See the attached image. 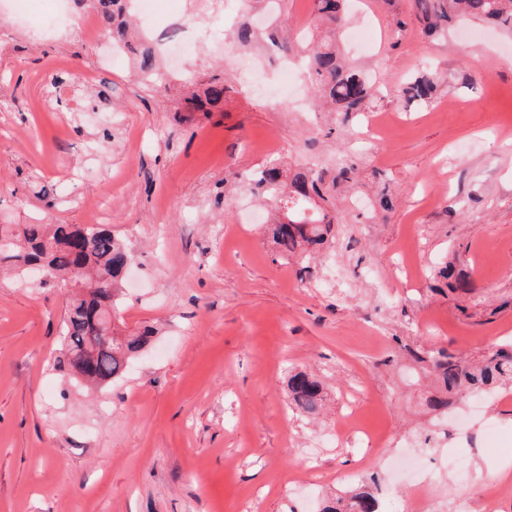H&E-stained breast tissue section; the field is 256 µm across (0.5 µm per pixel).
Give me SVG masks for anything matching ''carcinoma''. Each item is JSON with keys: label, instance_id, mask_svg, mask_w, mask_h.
Wrapping results in <instances>:
<instances>
[{"label": "carcinoma", "instance_id": "1", "mask_svg": "<svg viewBox=\"0 0 512 512\" xmlns=\"http://www.w3.org/2000/svg\"><path fill=\"white\" fill-rule=\"evenodd\" d=\"M120 0H94L102 30L115 46L130 47L131 31L127 15H118ZM345 0H312L311 24L318 38L307 54V68L315 91V107L332 112H363L378 92L353 63L340 56L337 41L349 23ZM418 20L425 34L440 36L452 23L467 19L512 31V0H417ZM258 40L249 18L235 30V41L248 46ZM138 80L147 87L163 84L158 70L159 47L139 44ZM440 77L425 74L403 88L405 99L419 105L435 100ZM227 87L224 79L211 76L203 92L189 104L196 112H220ZM355 167L347 162L337 168L334 182L326 183L323 173L302 168L283 180L274 162L256 169L249 181L254 190L272 200L278 215L269 225L272 241L282 252L310 253L321 249L335 223L336 215L320 207L336 188V181H349ZM134 255L112 230L71 224H0V266L25 270L31 265H47L53 278L72 287L66 312L64 348L58 367L80 382L102 386L122 376L129 362L150 344L155 330L145 326L133 336L122 335L107 321L116 313L122 281ZM435 369L448 396H467L475 391L512 381V350L505 347L491 353L482 363L462 364L450 354H440ZM288 392L294 408L311 416L323 400V386L314 376L298 371L288 378ZM322 512H379L377 498L361 492L347 501L324 507Z\"/></svg>", "mask_w": 512, "mask_h": 512}]
</instances>
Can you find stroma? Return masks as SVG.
Listing matches in <instances>:
<instances>
[{"instance_id":"35a3bbf8","label":"stroma","mask_w":512,"mask_h":512,"mask_svg":"<svg viewBox=\"0 0 512 512\" xmlns=\"http://www.w3.org/2000/svg\"><path fill=\"white\" fill-rule=\"evenodd\" d=\"M52 13L0 10V224H89L106 201L136 256L118 325L159 333L123 378L82 388L56 367L68 294L0 275V512H321L363 489L408 512H512L475 477L512 460V387L427 405L437 351L478 361L512 340V34L465 22L432 40L415 0H355L372 31L355 61L381 92L331 128L307 75L302 108L244 82L254 64L278 85V49L202 41L148 91L78 23L46 29ZM219 68L223 111H188L186 87ZM431 68L447 87L406 102ZM49 73L67 79L53 101ZM343 159L361 185L337 190L328 247L280 255L249 175ZM296 368L324 384L317 418L288 406Z\"/></svg>"}]
</instances>
